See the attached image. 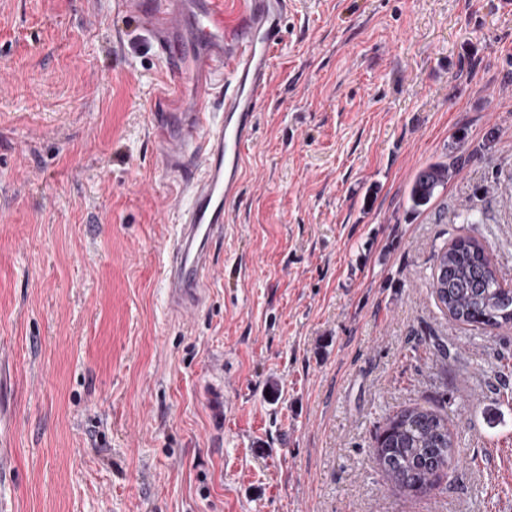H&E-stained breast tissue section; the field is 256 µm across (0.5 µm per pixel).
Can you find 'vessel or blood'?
I'll return each instance as SVG.
<instances>
[{"instance_id": "vessel-or-blood-1", "label": "vessel or blood", "mask_w": 512, "mask_h": 512, "mask_svg": "<svg viewBox=\"0 0 512 512\" xmlns=\"http://www.w3.org/2000/svg\"><path fill=\"white\" fill-rule=\"evenodd\" d=\"M149 30L171 79L162 96L184 100L178 115H150L153 139L179 190L177 224L166 244L164 290L171 316L208 302L214 250L229 206L247 176L258 106L269 90L272 51L283 37L289 0H118Z\"/></svg>"}]
</instances>
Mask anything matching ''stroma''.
<instances>
[{"label": "stroma", "mask_w": 512, "mask_h": 512, "mask_svg": "<svg viewBox=\"0 0 512 512\" xmlns=\"http://www.w3.org/2000/svg\"><path fill=\"white\" fill-rule=\"evenodd\" d=\"M166 78L112 0H0V512H512V325L459 324L430 286L459 236L512 284V11L294 0L187 323L148 128ZM416 406L460 446L407 494L374 438ZM454 167L447 161L427 164L415 177L408 195L410 207L414 211L427 208L443 188L453 173Z\"/></svg>", "instance_id": "obj_1"}]
</instances>
